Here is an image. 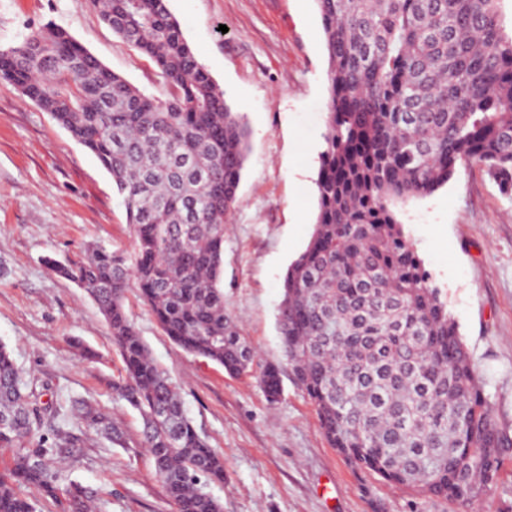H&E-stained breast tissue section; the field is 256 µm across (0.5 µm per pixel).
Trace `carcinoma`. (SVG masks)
<instances>
[{"label": "carcinoma", "mask_w": 512, "mask_h": 512, "mask_svg": "<svg viewBox=\"0 0 512 512\" xmlns=\"http://www.w3.org/2000/svg\"><path fill=\"white\" fill-rule=\"evenodd\" d=\"M328 57L317 213L288 266L277 322L296 385L328 443L351 464L419 496L465 508L497 474L512 437L394 207L432 195L461 166H483L512 193V34L500 0H315ZM125 44L154 64L168 91L149 97L67 31L49 25L0 50V80L49 113L110 173L133 228V255L95 246L57 269L98 305L122 370L112 392L143 421L140 447L178 512H224L205 491L224 456L187 415L166 369L125 309L133 286L185 352L231 376L255 354L224 302V217L249 150L243 113L227 103L184 37L168 0H90ZM196 204L188 223L185 204ZM258 379L275 401L280 369ZM22 376L0 344V512H35L40 489L61 512L91 500L57 463L78 456L75 430L113 442L112 414L84 398L61 408Z\"/></svg>", "instance_id": "1"}]
</instances>
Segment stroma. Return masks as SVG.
Here are the masks:
<instances>
[{
	"label": "stroma",
	"instance_id": "obj_1",
	"mask_svg": "<svg viewBox=\"0 0 512 512\" xmlns=\"http://www.w3.org/2000/svg\"><path fill=\"white\" fill-rule=\"evenodd\" d=\"M169 8L229 105L246 116L250 151L224 235V299L257 362L281 365L283 278L310 238L324 145L320 15L315 0H169ZM50 23L145 95L163 96L153 63L123 43L89 0H0V49ZM395 213L459 326L494 415L512 434V197L472 164ZM96 245L133 250L111 175L0 80V343L24 372L48 381L54 402L89 397L119 421L126 447L86 432L83 455L69 468L97 512H176L139 446V414L113 402L122 364L104 317L77 283L48 266L82 260ZM125 307L179 385L189 417L224 453L223 482L207 486L224 512H461L343 460L291 377L278 402H269L256 375L229 376L175 345L137 291L127 293ZM476 509L512 512V449Z\"/></svg>",
	"mask_w": 512,
	"mask_h": 512
}]
</instances>
